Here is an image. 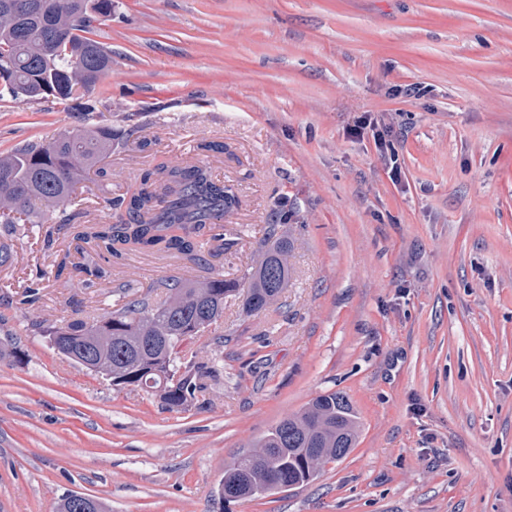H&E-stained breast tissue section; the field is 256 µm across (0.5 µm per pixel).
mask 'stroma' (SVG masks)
I'll return each mask as SVG.
<instances>
[{"label":"stroma","mask_w":512,"mask_h":512,"mask_svg":"<svg viewBox=\"0 0 512 512\" xmlns=\"http://www.w3.org/2000/svg\"><path fill=\"white\" fill-rule=\"evenodd\" d=\"M112 2L96 112L0 100L2 155L90 123L120 137L79 183L75 227L53 208L0 224V512H57L68 493L106 512H512V0ZM364 111L392 124L400 182L348 135ZM167 160L238 196L232 252L116 258L91 239ZM283 212L288 286L256 315L225 304L194 340L218 373L185 409L81 370L33 326L117 309L127 280L244 279ZM88 255L101 277L80 273ZM334 391L361 419L345 458L219 498L227 466Z\"/></svg>","instance_id":"1"}]
</instances>
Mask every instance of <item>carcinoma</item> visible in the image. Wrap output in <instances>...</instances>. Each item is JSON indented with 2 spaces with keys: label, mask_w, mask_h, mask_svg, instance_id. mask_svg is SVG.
Masks as SVG:
<instances>
[{
  "label": "carcinoma",
  "mask_w": 512,
  "mask_h": 512,
  "mask_svg": "<svg viewBox=\"0 0 512 512\" xmlns=\"http://www.w3.org/2000/svg\"><path fill=\"white\" fill-rule=\"evenodd\" d=\"M37 17L22 32L0 11V68L11 71V82L0 85V97L18 98L36 79L44 92L33 100L53 97L74 100L82 112H94V91L112 69V49L91 37L94 11L112 17V0H31ZM58 39L50 57L42 43ZM83 67H74L76 50ZM112 127L88 125L64 131L48 141L27 144L0 156V223H37L36 200L59 208L77 206L73 192L85 173L98 168L112 153ZM122 211L112 224H102L94 237L115 256L127 249L164 248L192 259L214 240H224V252L236 247V234L214 233L224 216L239 207L238 196L209 170L196 164L161 162L146 173L139 188L112 201ZM288 241L276 225L265 229L258 260L248 271L249 286L224 276L204 281L170 279L158 284L161 302L144 295L129 296V284L119 289L125 302L90 324L74 319L61 325L36 321L33 326L56 342L59 353L100 373L112 370L116 387L146 384L164 405L181 409L208 389L212 367L197 360L184 343L205 335L224 316V302L242 296V308L252 314L278 300L288 287ZM360 418L341 392L320 394L300 412L282 419L259 440L257 449L238 457L224 471L221 494L227 499H259L314 480L323 464L346 457L356 446ZM85 496L68 494L57 512H85Z\"/></svg>",
  "instance_id": "cac0c4a2"
}]
</instances>
